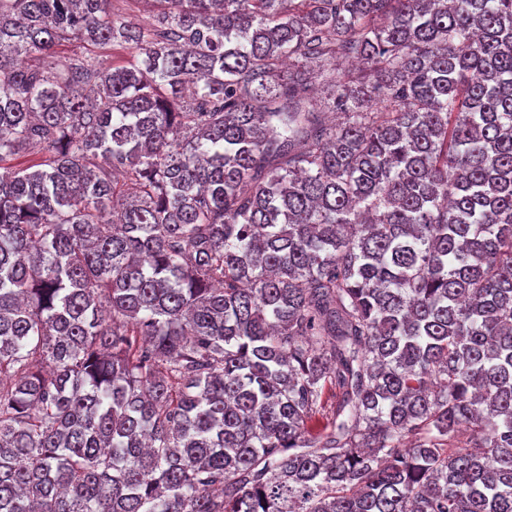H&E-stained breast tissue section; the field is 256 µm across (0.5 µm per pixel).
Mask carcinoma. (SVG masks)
<instances>
[{
    "instance_id": "obj_1",
    "label": "carcinoma",
    "mask_w": 512,
    "mask_h": 512,
    "mask_svg": "<svg viewBox=\"0 0 512 512\" xmlns=\"http://www.w3.org/2000/svg\"><path fill=\"white\" fill-rule=\"evenodd\" d=\"M111 2L0 0V512H512V0ZM152 3L149 0H112V11L127 21L146 24L152 20Z\"/></svg>"
}]
</instances>
